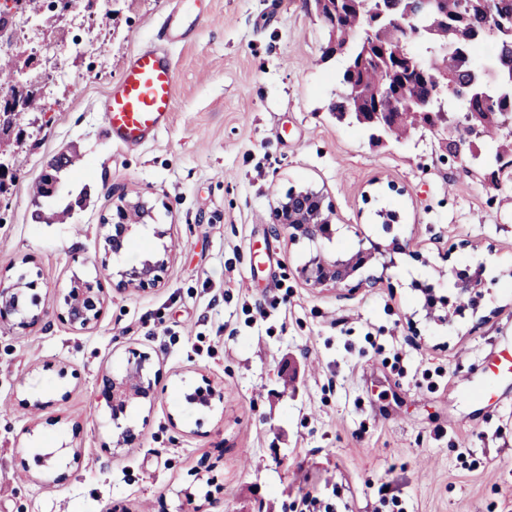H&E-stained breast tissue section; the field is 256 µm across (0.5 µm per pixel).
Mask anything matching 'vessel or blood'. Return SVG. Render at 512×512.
<instances>
[{
    "instance_id": "vessel-or-blood-1",
    "label": "vessel or blood",
    "mask_w": 512,
    "mask_h": 512,
    "mask_svg": "<svg viewBox=\"0 0 512 512\" xmlns=\"http://www.w3.org/2000/svg\"><path fill=\"white\" fill-rule=\"evenodd\" d=\"M189 32L177 15L162 22L154 45L137 50L106 97L102 118L114 141L127 147L142 145L166 128L175 95V68L170 44L185 40ZM512 372V351L498 353L483 363V380Z\"/></svg>"
}]
</instances>
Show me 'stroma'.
<instances>
[{
    "label": "stroma",
    "instance_id": "35a3bbf8",
    "mask_svg": "<svg viewBox=\"0 0 512 512\" xmlns=\"http://www.w3.org/2000/svg\"><path fill=\"white\" fill-rule=\"evenodd\" d=\"M175 9L193 37L171 48L170 125L126 148L101 106ZM47 15L13 47L34 58L19 80L47 109L0 140L14 173L0 276L41 272L46 309L31 328L0 324V512H308L315 498L332 512H512V379L497 403L472 395L476 366L512 349V178L480 177L470 150L450 157L430 132L373 141L337 119L341 63L323 59L329 29L306 0H71ZM68 151L58 193L33 202ZM302 187L335 209L327 250L397 237L423 261L398 256L370 287L305 285L309 245L271 221ZM123 193L150 199L170 234L144 232L112 265L172 247L160 287L113 293L99 275L98 226ZM38 207L71 215L45 224ZM464 265L483 266L481 296L452 323L427 320L423 288L456 301L445 271ZM76 275L109 291L88 332L60 317ZM134 351L152 356L154 398L128 409L141 440L115 455L94 395ZM206 384L223 401L188 405ZM75 164V156L67 153H61L57 156L53 162L48 166L50 168L45 174L42 175L39 182L33 188V197L35 202H38L39 198L46 196L49 186H52L57 181V173L73 166Z\"/></svg>",
    "mask_w": 512,
    "mask_h": 512
}]
</instances>
